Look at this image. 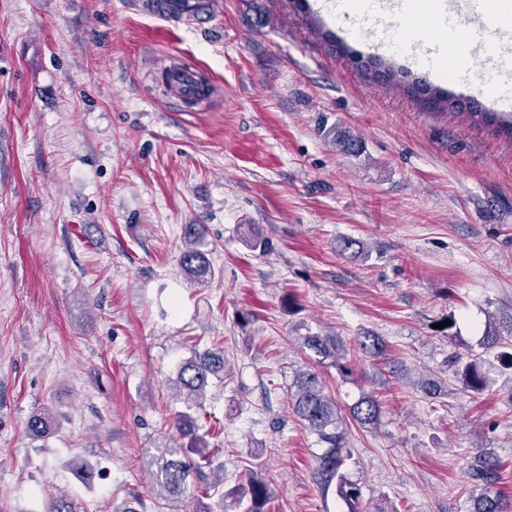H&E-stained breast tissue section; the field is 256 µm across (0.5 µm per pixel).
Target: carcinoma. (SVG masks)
Instances as JSON below:
<instances>
[{"instance_id": "obj_1", "label": "carcinoma", "mask_w": 512, "mask_h": 512, "mask_svg": "<svg viewBox=\"0 0 512 512\" xmlns=\"http://www.w3.org/2000/svg\"><path fill=\"white\" fill-rule=\"evenodd\" d=\"M184 250L181 255L183 272L196 284L204 285L212 279L210 263L200 246L204 243V228L198 224H186L183 228ZM303 344L332 363L342 373L350 371L345 365L347 350L336 338L330 336H305ZM502 336L491 326L480 338V347L489 352L501 347ZM358 349L368 357H379L385 351V344L378 336H365L357 340ZM454 377L461 390L480 394L489 386L486 364L481 354L471 353L467 357L458 356L453 361ZM224 372V352L208 351L195 355L182 363L174 386L178 392L183 410L172 416V428L188 438L187 446L170 445L163 441L155 448L147 468L150 478L158 486L165 500L175 503L172 512H185L192 502H201V497L210 496L214 486L221 479L206 481L203 467L213 465V460L205 457L199 463L191 459L188 451L197 452L207 447L198 435V409L209 385L210 378L219 377ZM292 405L303 425L314 432L324 450L317 456V472L325 486L335 485L337 495L346 503L348 512H363L360 508L361 488L349 481L342 472L346 461L351 457L347 448L344 417L334 400L325 393L324 385L313 372H301L293 384ZM351 419L363 428L373 429L380 419V406L370 395H362L350 408ZM52 417L48 411L32 415L26 424L27 432L34 438L45 436L50 429ZM497 463L485 461L472 469L470 477L479 493L472 496L470 512H512V500L495 489ZM247 493L250 507L248 512H264L271 493L266 482L252 473L247 480ZM44 512H83L73 496L64 493L55 496L44 504Z\"/></svg>"}]
</instances>
